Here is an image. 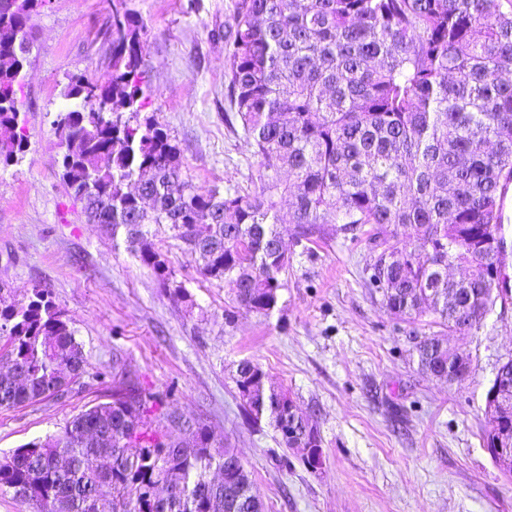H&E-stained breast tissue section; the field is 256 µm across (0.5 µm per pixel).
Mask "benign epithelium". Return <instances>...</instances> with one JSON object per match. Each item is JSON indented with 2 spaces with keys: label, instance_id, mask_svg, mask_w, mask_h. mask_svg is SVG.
<instances>
[{
  "label": "benign epithelium",
  "instance_id": "7a95c632",
  "mask_svg": "<svg viewBox=\"0 0 512 512\" xmlns=\"http://www.w3.org/2000/svg\"><path fill=\"white\" fill-rule=\"evenodd\" d=\"M512 367V359L503 363L496 377L486 392L485 426L491 438V448L487 449L495 466L502 472L512 471V432L503 428L507 417L512 415V382L507 372ZM470 371L469 356L463 351L448 352V365L444 372L437 374L439 378L450 381L463 379ZM305 466L311 470L322 468L324 457L320 447L299 449Z\"/></svg>",
  "mask_w": 512,
  "mask_h": 512
}]
</instances>
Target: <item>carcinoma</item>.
I'll return each mask as SVG.
<instances>
[{
    "instance_id": "obj_1",
    "label": "carcinoma",
    "mask_w": 512,
    "mask_h": 512,
    "mask_svg": "<svg viewBox=\"0 0 512 512\" xmlns=\"http://www.w3.org/2000/svg\"><path fill=\"white\" fill-rule=\"evenodd\" d=\"M9 14L0 5V169L28 148L18 91L33 46L31 20L46 0ZM109 71L70 77L74 106L57 123L62 178L88 220L124 230L163 287L189 301L160 253L134 237L165 224L224 283L231 311L269 315L288 253L278 231L291 210L297 239L340 224L374 252L369 286L395 317L426 314L453 331L473 328L500 298L492 273L507 240L503 201L512 189V0H237L224 33L233 51L227 97L251 141L259 186L202 189L182 178L180 150L145 106V26L112 0ZM289 182L279 178L281 169ZM467 276L448 279V268ZM0 408L58 395L87 373V359L50 292L25 304L0 295ZM436 371L447 354L416 345ZM243 416L266 422L286 448L308 419L266 385L249 359L233 376ZM137 383L81 412L64 429L0 459V490L33 512H266L250 472L200 420L156 414ZM236 462L232 480L210 477Z\"/></svg>"
}]
</instances>
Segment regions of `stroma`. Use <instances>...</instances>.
I'll return each instance as SVG.
<instances>
[{
  "mask_svg": "<svg viewBox=\"0 0 512 512\" xmlns=\"http://www.w3.org/2000/svg\"><path fill=\"white\" fill-rule=\"evenodd\" d=\"M147 29L145 114L169 130L183 175L198 187L253 188L257 163L240 121H228L224 37L235 0H127ZM112 0H47L32 25L21 94L29 147L0 171V287L26 301L49 289L75 330L87 373L60 396L0 408V457L59 433L82 411L111 401L125 368L162 411L203 420L252 474L267 512H512V479L483 446L485 395L512 357V298L496 302L468 334L433 315L395 318L368 288L369 246L331 230L295 244L278 226L290 265L277 308L239 311L206 281L197 255L167 226L150 225L156 249L190 294H166L124 235L87 220L61 178L55 120L68 79L103 73ZM436 336L469 354L462 381L421 371L416 338ZM248 358L316 426L325 464L310 471L268 425L248 426L233 373Z\"/></svg>",
  "mask_w": 512,
  "mask_h": 512,
  "instance_id": "obj_1",
  "label": "stroma"
}]
</instances>
